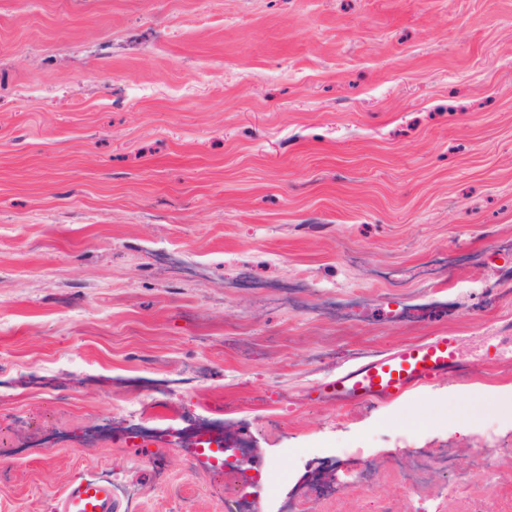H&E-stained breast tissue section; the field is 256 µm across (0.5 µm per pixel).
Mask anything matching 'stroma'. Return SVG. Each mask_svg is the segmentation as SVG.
<instances>
[{"instance_id":"1","label":"stroma","mask_w":512,"mask_h":512,"mask_svg":"<svg viewBox=\"0 0 512 512\" xmlns=\"http://www.w3.org/2000/svg\"><path fill=\"white\" fill-rule=\"evenodd\" d=\"M433 336L464 375L312 391ZM509 389L512 0H0V512H235L134 433L195 409L256 512H512ZM327 456L378 476L326 507ZM194 448L200 457L205 458L214 467L220 468L216 475L226 472L236 473L240 478L241 486L237 490L238 512H250L252 504V491L248 488L254 486V475L250 474L252 455H248L243 448H229L224 445V432L216 433L211 429L202 428L197 431L194 438ZM112 481L101 477H87L71 483L59 496L56 512H117Z\"/></svg>"}]
</instances>
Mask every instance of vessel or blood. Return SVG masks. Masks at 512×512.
<instances>
[{
    "instance_id": "b4317fda",
    "label": "vessel or blood",
    "mask_w": 512,
    "mask_h": 512,
    "mask_svg": "<svg viewBox=\"0 0 512 512\" xmlns=\"http://www.w3.org/2000/svg\"><path fill=\"white\" fill-rule=\"evenodd\" d=\"M456 365L453 340L439 336L368 360L324 384L321 391L340 407L387 403L447 375ZM118 507L111 480L91 476L71 483L59 496L55 512H118Z\"/></svg>"
}]
</instances>
